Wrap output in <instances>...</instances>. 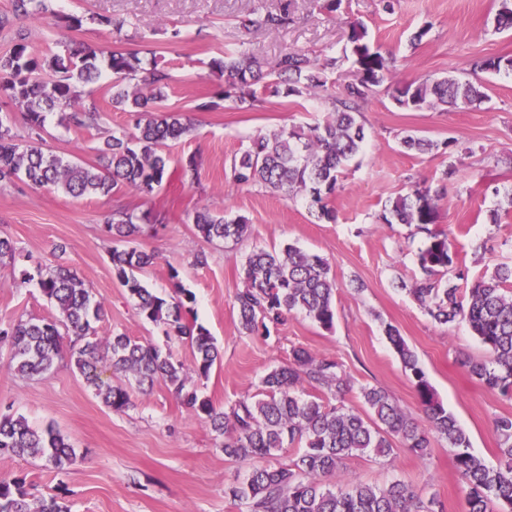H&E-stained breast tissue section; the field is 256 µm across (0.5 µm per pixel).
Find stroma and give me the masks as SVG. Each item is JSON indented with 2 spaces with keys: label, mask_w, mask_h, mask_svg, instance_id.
Returning a JSON list of instances; mask_svg holds the SVG:
<instances>
[{
  "label": "stroma",
  "mask_w": 512,
  "mask_h": 512,
  "mask_svg": "<svg viewBox=\"0 0 512 512\" xmlns=\"http://www.w3.org/2000/svg\"><path fill=\"white\" fill-rule=\"evenodd\" d=\"M325 0H51V11L33 19L15 14L14 0H0V14L11 16L0 30V53L24 31L30 47L44 51L58 41L88 42L126 50L151 49L170 76L167 109L192 115L195 129L168 151L174 162H197V179L163 183L149 195L124 194L149 223L140 247L156 254L141 272L148 288L164 295L176 285L196 296L194 316L207 327L222 358L208 376L196 378L199 391L222 408L254 395L262 377L288 363L293 349L338 360L351 383L349 404L362 407L359 389H384L406 412L420 416L411 381L389 343L385 325L395 326L415 352L438 400L465 431L471 451L487 465L497 463L493 421L512 415V399L482 386L464 367L482 359L484 346L463 324L435 322L406 291L419 275L417 254L423 235L404 224L383 223L385 204L406 193L413 183L443 190L436 226L447 232L468 271L469 280L491 272L494 264L512 261V71L483 73L487 98L454 111H415L399 107L386 86L373 89L362 108L366 148L345 171L329 205L335 222L318 220L304 196L274 193L259 185L240 186L231 178L233 156L249 138L281 126H304L323 119L316 96H272L259 93L247 110L226 103L216 112H199L200 99L213 96L224 81L208 63L226 49H249L266 62L298 49L315 56H341L352 25H364L372 45L392 56V81L448 75L466 80L475 61L512 56V32L495 28L499 0H397L385 11L383 0H342L336 13ZM287 6L289 22L269 33L244 28L246 19ZM97 15L104 25L87 23L70 29L64 16ZM127 20L122 32L108 22ZM419 43L411 38L420 28ZM181 30L185 41L170 39ZM101 111L100 126L86 133L69 132L57 114L47 118L43 137L60 155L94 160L99 141L131 127L128 113L114 111L103 88L93 94ZM408 132L427 137L438 148L420 154L403 148ZM456 172L442 173L448 166ZM229 217H245L251 233L238 243H212L192 223L198 205ZM110 197L73 199L60 191L35 190L22 182L0 185V235L16 241L15 257L0 265V327L18 318H46L56 309L36 283L12 287V279L36 263L53 265L56 245L66 247L64 261L93 288L107 311L99 336L123 333L171 351L192 366L190 345L166 337L145 320L112 273L113 241L105 219L115 207ZM499 220L490 223V210ZM293 244L326 258L336 278V320L326 329L294 312L271 328L269 336L242 332L234 297L243 283L239 270L256 248L278 250ZM205 252L207 264L195 266ZM133 407L115 412L104 406L92 387L61 355L48 374L23 378L0 358V412L26 417L32 427L54 425L74 446L77 461L57 471L39 459L0 460V481L22 477L32 499L64 497L70 512H238L225 494L227 483L251 469V462L225 458L221 440L210 425L181 407L164 382L133 392ZM402 479L435 495L444 512H461L464 494L455 473L454 450L433 439L431 452L420 458L398 450L390 459L355 456L329 483L353 479L382 486Z\"/></svg>",
  "instance_id": "obj_1"
}]
</instances>
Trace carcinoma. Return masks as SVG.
I'll use <instances>...</instances> for the list:
<instances>
[{"label":"carcinoma","mask_w":512,"mask_h":512,"mask_svg":"<svg viewBox=\"0 0 512 512\" xmlns=\"http://www.w3.org/2000/svg\"><path fill=\"white\" fill-rule=\"evenodd\" d=\"M16 10L36 16L48 11L46 0H17ZM497 28H512V0H501ZM288 23V6L247 20L246 27L272 33ZM350 54L356 79L336 95L328 91L322 74L336 67L333 56L318 58L300 50H288L268 67L247 50L226 51L211 59L210 67L224 77L227 89L218 100L196 105L197 112L220 109L230 99L239 109L256 101V85L266 77L264 89L274 94L301 97L323 94L331 111L321 121L306 126L281 127L250 140L235 155L231 175L239 185L262 184L285 194L304 195L318 206V218L336 221L327 200L334 194L345 170L363 149L366 134L359 120L368 93L385 83L393 58L383 55L367 40L361 24L352 26ZM112 80V108L133 117L129 130L107 137L96 147L97 161L86 163L47 148L42 137L47 115L61 114L68 130L89 131L99 125L95 104H84L83 87L96 83L103 70ZM512 70L511 57L486 59L474 70ZM169 75L155 58L118 47L88 43L63 45L61 51L43 54L30 50L26 37L18 35L10 51L0 54V104L23 110L24 134L0 122V183L19 180L36 189L63 190L73 198L87 195L114 197L126 191L149 195L176 174L183 182L196 178L194 159L172 165L168 143L190 134L194 120L168 111ZM487 98L479 81L454 77L425 78L392 88V99L413 110L440 106L471 107ZM401 144L408 150L428 152L438 144L407 134ZM438 218V196L428 187L410 186L385 206L386 224H405L425 235L417 255L420 275L409 288L425 311L441 325L466 323L484 345L488 356L467 360L472 377L490 390L512 399V262L500 261L493 272L471 283L465 294L458 285L443 280L455 271L467 278L452 249L448 234L433 228ZM145 216L126 206L112 211L106 230L122 243L112 248V272L125 287L149 322L166 336L186 340L193 349V371L206 376L220 360V351L210 331L197 321L188 322L195 295L175 285V295L154 293L136 275L154 264L156 256L135 245L142 234ZM192 222L201 237L213 242H239L249 224L239 217L224 218L205 205L195 208ZM244 287L235 294L242 330L267 336L270 327L281 324L287 314L301 311L329 329L336 318V278L327 259L294 245L276 251L257 250L247 255L241 268ZM37 281L58 315L18 319L0 329V350L7 351L8 366L24 377L48 373L62 351L63 339L72 336L69 358L105 406L115 412L130 407L131 391L162 381L173 397L192 414L206 417L213 432L223 438L224 456L234 461L265 459L288 447L301 452L287 465L256 467L237 476L225 494L243 512H442L433 495H425L401 479L379 487L354 480L330 485L324 478L342 470L355 454L389 458L403 448L418 457L430 454L431 438L437 436L454 449L458 478L464 491L463 512H512V416L494 421L498 436L499 464L487 466L470 451L469 439L453 414L437 400L413 350L399 330L385 326V334L397 353L417 394L424 419L406 413L383 389L363 386L360 395L365 410L346 404L350 383L342 364L318 359L303 348L293 350L288 365L267 372L262 389L242 397L227 408L191 385L184 364L171 353L151 343H142L124 333L101 338L96 323L105 316L104 303L85 287L76 270L58 262L36 265L23 272L19 284ZM109 366L124 374L125 385L101 380L99 368ZM309 385L318 394L304 393ZM44 458L58 471L76 460L71 443L52 425L31 427L21 414H0V458ZM0 512H69L60 499L31 501L25 480L0 481Z\"/></svg>","instance_id":"cac0c4a2"}]
</instances>
